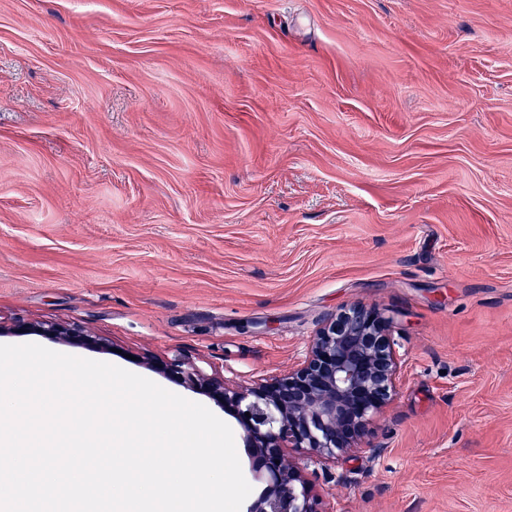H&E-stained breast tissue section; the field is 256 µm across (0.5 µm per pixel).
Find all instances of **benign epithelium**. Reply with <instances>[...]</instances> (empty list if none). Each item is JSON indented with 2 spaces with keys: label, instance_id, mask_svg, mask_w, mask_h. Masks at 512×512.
I'll use <instances>...</instances> for the list:
<instances>
[{
  "label": "benign epithelium",
  "instance_id": "benign-epithelium-1",
  "mask_svg": "<svg viewBox=\"0 0 512 512\" xmlns=\"http://www.w3.org/2000/svg\"><path fill=\"white\" fill-rule=\"evenodd\" d=\"M19 331L71 344L93 341L76 327L0 323L1 336ZM402 368L392 321L355 304L327 318L304 360L284 375L239 386L179 357L161 372L204 391L242 425L266 482L246 512H334L312 493L302 462L326 466L363 448L370 423L397 395Z\"/></svg>",
  "mask_w": 512,
  "mask_h": 512
}]
</instances>
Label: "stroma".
Instances as JSON below:
<instances>
[{
    "instance_id": "35a3bbf8",
    "label": "stroma",
    "mask_w": 512,
    "mask_h": 512,
    "mask_svg": "<svg viewBox=\"0 0 512 512\" xmlns=\"http://www.w3.org/2000/svg\"><path fill=\"white\" fill-rule=\"evenodd\" d=\"M402 379L335 512H512V0H0V322L248 385L336 311ZM22 329V332H19ZM37 332L44 336H53L55 339L71 344H85L87 342H96L94 336L84 334L79 328L68 327L60 324L48 323H24L16 322L11 325L0 323V335L12 333Z\"/></svg>"
}]
</instances>
